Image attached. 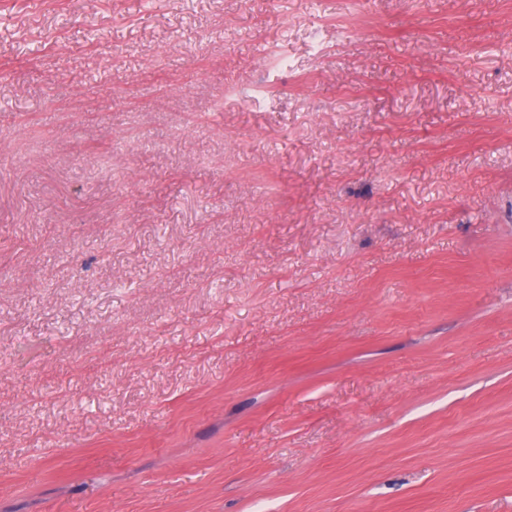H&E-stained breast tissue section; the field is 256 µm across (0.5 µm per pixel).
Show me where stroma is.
<instances>
[{
  "label": "stroma",
  "mask_w": 512,
  "mask_h": 512,
  "mask_svg": "<svg viewBox=\"0 0 512 512\" xmlns=\"http://www.w3.org/2000/svg\"><path fill=\"white\" fill-rule=\"evenodd\" d=\"M0 512H512V0H0Z\"/></svg>",
  "instance_id": "35a3bbf8"
}]
</instances>
